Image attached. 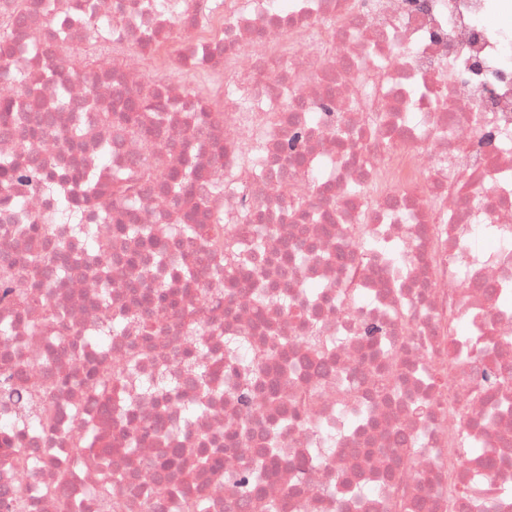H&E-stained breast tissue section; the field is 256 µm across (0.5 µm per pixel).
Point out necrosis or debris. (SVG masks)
<instances>
[{"label": "necrosis or debris", "instance_id": "1", "mask_svg": "<svg viewBox=\"0 0 512 512\" xmlns=\"http://www.w3.org/2000/svg\"><path fill=\"white\" fill-rule=\"evenodd\" d=\"M42 4L0 0V34L16 44L1 67L46 85L67 64L65 43L122 45L126 65L83 72L42 113L10 91L21 115L0 125V154L68 185L107 148L133 204L107 215L75 192L91 244L57 222L38 186H0V260L60 243L71 265L65 278L43 275L22 309L0 305L12 324L0 384L52 397L58 415L47 434L21 421L20 400L0 397V430L14 434L0 448V507L25 487L28 512H102L94 491L107 484L112 512H179L184 494L210 512H249L240 480L284 421L291 452L258 489L281 512H512V29L484 22L512 18V0H54L52 25ZM151 34L169 125L145 161L140 139L105 137L93 103L121 106L141 84ZM218 142L224 192L209 205L224 250L263 242L248 272L212 259L190 288L155 258L160 245L195 261L174 234L182 214L142 173L177 170L186 152L209 169ZM130 222L151 226L152 243L128 239ZM133 252L149 271L143 288L97 302L90 271H121ZM161 290L205 333V412L187 416L197 392L186 382L132 391L125 424L104 428L109 462L88 449L80 474L42 495L83 421L97 419L81 381L100 362L131 381L181 374L183 330ZM49 304L67 310L64 323H44ZM146 309L159 327L150 341L130 327L106 351L85 343L117 313ZM228 336L246 338L241 358H225ZM272 361L295 368L275 395L251 380ZM152 418L169 439L142 438L125 455L130 426ZM204 455L218 473L198 469Z\"/></svg>", "mask_w": 512, "mask_h": 512}]
</instances>
